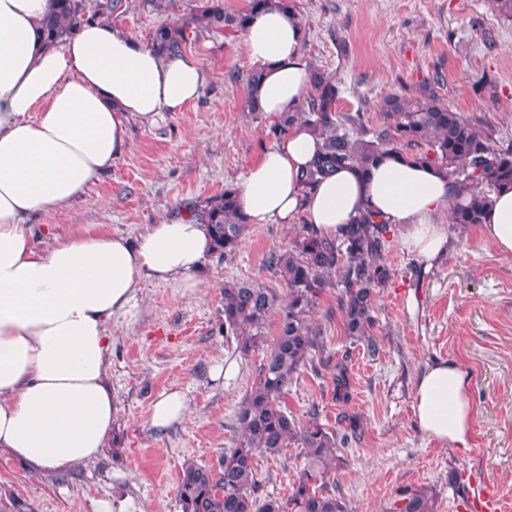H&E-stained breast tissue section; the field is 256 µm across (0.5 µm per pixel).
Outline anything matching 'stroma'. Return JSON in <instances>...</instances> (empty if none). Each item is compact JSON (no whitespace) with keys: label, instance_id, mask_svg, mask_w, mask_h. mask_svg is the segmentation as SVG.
<instances>
[{"label":"stroma","instance_id":"obj_1","mask_svg":"<svg viewBox=\"0 0 512 512\" xmlns=\"http://www.w3.org/2000/svg\"><path fill=\"white\" fill-rule=\"evenodd\" d=\"M199 0H122L112 22L150 44L164 23L186 24L183 52L208 76L202 94L155 124H129V149L82 196L33 217L49 233L122 234L136 238L148 226L185 215L239 185L248 167L276 141L275 116L251 111L245 78L253 64L242 33L194 22ZM306 33L308 68L333 77L336 109L360 113L365 129L382 122L380 103L394 92L429 86L455 111L512 143V18L489 0H293ZM486 78L483 91L473 83ZM438 223L448 233L447 254L423 269L397 231L387 235L385 262L393 276L375 291V348L347 336L336 289L323 293L312 318L321 326L327 353L342 363L348 387L337 390L332 368H304L282 398L296 419L318 407L323 424H361V436L341 452L343 464L326 478L350 512H383L398 492L421 487L436 496L435 512H474L479 493L496 496L498 512H512V258L500 255L477 225ZM303 215L287 224H253L229 259L211 254L195 273L199 287L141 283L133 307L107 325L112 339L108 369L117 401L115 433L93 464L60 476L30 473L0 456V497L32 512H92L108 498L114 512H182L178 484L184 462L218 470L236 447L235 414L258 381L264 350L241 355L224 339V285L247 282L277 287L267 266L284 248ZM235 366L220 381L215 362ZM455 360L471 386V447L462 451L431 439L417 427L412 398L423 368ZM184 390L190 412L181 422L150 426L153 402L165 391ZM261 494L288 498L303 458L298 446L281 457L257 458ZM457 484H449L450 472Z\"/></svg>","mask_w":512,"mask_h":512}]
</instances>
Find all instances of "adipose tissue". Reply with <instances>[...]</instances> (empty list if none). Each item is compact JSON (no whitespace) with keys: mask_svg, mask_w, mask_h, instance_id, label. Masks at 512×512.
<instances>
[{"mask_svg":"<svg viewBox=\"0 0 512 512\" xmlns=\"http://www.w3.org/2000/svg\"><path fill=\"white\" fill-rule=\"evenodd\" d=\"M55 0H0V455L37 475L94 463L117 413L108 381L107 324L127 312L147 279L189 283L212 252L192 216L150 225L137 238L106 233L52 236L38 249L29 218L81 196L128 148L130 119L155 123L197 98L198 60L165 57L102 21L49 44L43 21ZM303 25L277 5L255 10L243 30L263 71L262 111H298L309 90ZM320 140L293 126L248 168L238 201L248 223L286 224L304 214L333 238L360 213H378L408 251L431 263L448 250L437 215L456 189L437 167L386 158L367 173L346 168L305 191L299 174ZM482 224L512 257V191L492 196ZM412 408L420 429L469 448L470 379L454 360L418 377Z\"/></svg>","mask_w":512,"mask_h":512,"instance_id":"obj_1","label":"adipose tissue"}]
</instances>
